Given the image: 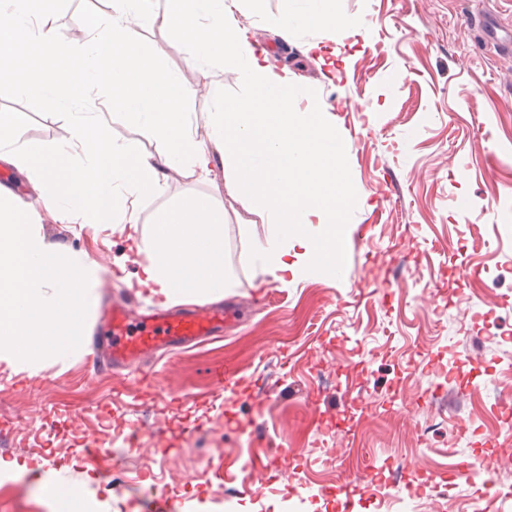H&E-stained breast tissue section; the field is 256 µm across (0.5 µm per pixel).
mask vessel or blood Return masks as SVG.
Wrapping results in <instances>:
<instances>
[{
  "label": "vessel or blood",
  "mask_w": 512,
  "mask_h": 512,
  "mask_svg": "<svg viewBox=\"0 0 512 512\" xmlns=\"http://www.w3.org/2000/svg\"><path fill=\"white\" fill-rule=\"evenodd\" d=\"M237 315V307L221 302L146 315L133 298H119L107 310V337L96 357L113 376L123 379L136 372L140 385L149 386L153 360L221 337L226 327L236 324Z\"/></svg>",
  "instance_id": "b4317fda"
}]
</instances>
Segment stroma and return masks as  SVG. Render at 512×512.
Returning <instances> with one entry per match:
<instances>
[{"instance_id": "obj_1", "label": "stroma", "mask_w": 512, "mask_h": 512, "mask_svg": "<svg viewBox=\"0 0 512 512\" xmlns=\"http://www.w3.org/2000/svg\"><path fill=\"white\" fill-rule=\"evenodd\" d=\"M64 34L82 41L110 0H51ZM279 0L238 16L297 90L317 94L346 141L357 197L341 276L288 284L251 260L271 232L251 200L184 171L141 202L134 225L73 223L41 213L58 254L106 270L100 304L127 292L146 263L132 251L157 210L196 197L224 205L223 295L240 322L222 338L154 362L157 393L99 379L82 350L37 374L0 362V512H55L48 490L78 486L85 512H147L171 496L189 512H512V52L486 36L512 30V0H336L363 28L328 39L266 23ZM148 46L198 84L189 104L207 138L212 102L188 69V45L153 30ZM28 144L72 140L65 111L0 85ZM119 142L165 151L133 119L105 112ZM232 369L236 384L217 391ZM144 428L127 447L131 424ZM97 447L110 464L95 473ZM271 448L287 470L253 473ZM474 477L463 482L460 467Z\"/></svg>"}]
</instances>
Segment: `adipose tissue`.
<instances>
[{
  "label": "adipose tissue",
  "mask_w": 512,
  "mask_h": 512,
  "mask_svg": "<svg viewBox=\"0 0 512 512\" xmlns=\"http://www.w3.org/2000/svg\"><path fill=\"white\" fill-rule=\"evenodd\" d=\"M112 0L111 13L86 33L81 51L58 29L48 0H0V80L62 110L94 107L106 88L107 109L132 117L165 152L152 156L120 144L106 122L80 117L72 142L27 145L10 113H0V161L36 184L39 205L96 224H128L129 201L142 202L167 189L170 171L189 168L200 178L228 172V188L266 210L275 232L257 255L279 275H302L310 259L335 267L337 244L354 202L345 163L346 145L320 110H296L286 72L267 63V51L251 40L236 14L241 0ZM269 22L282 38L298 27L355 33L360 19L336 13L335 0H279ZM191 46L192 66L229 68L247 85L225 100L224 83L209 84L213 110L207 140L196 138L188 103L196 88L181 71L167 68L147 47L152 29ZM322 227L320 241L308 228ZM224 209L208 199L158 210L141 250L148 262L144 285L165 300L224 293Z\"/></svg>",
  "instance_id": "obj_1"
}]
</instances>
